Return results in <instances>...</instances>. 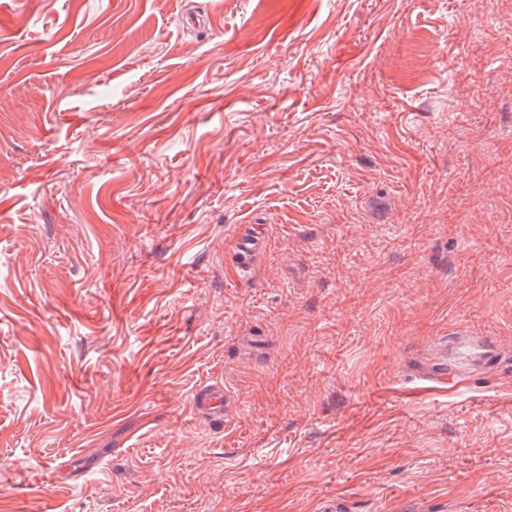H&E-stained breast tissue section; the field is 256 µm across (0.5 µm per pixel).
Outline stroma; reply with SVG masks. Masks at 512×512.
Here are the masks:
<instances>
[{
    "label": "stroma",
    "instance_id": "1",
    "mask_svg": "<svg viewBox=\"0 0 512 512\" xmlns=\"http://www.w3.org/2000/svg\"><path fill=\"white\" fill-rule=\"evenodd\" d=\"M511 7L0 0V512H512ZM257 225L244 224L234 253L235 261L240 267L249 266L264 249V239L257 231ZM412 370L420 380L442 386L448 384L454 372L448 364V353L446 352L416 362ZM230 396L224 384L208 383L199 386L192 394L189 407L197 417L213 422L226 421Z\"/></svg>",
    "mask_w": 512,
    "mask_h": 512
}]
</instances>
